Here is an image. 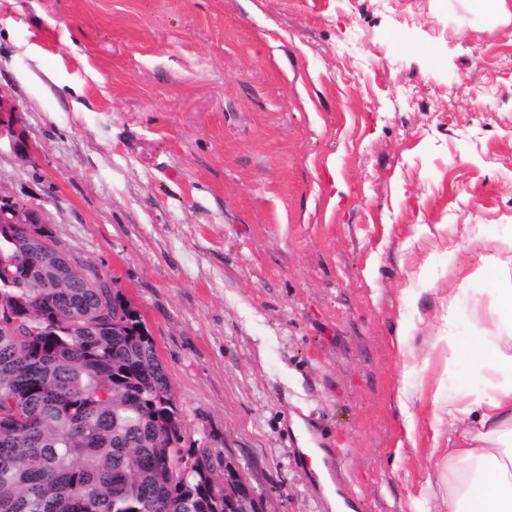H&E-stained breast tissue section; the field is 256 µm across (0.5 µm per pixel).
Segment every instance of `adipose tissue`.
<instances>
[{
  "instance_id": "ef3b65f1",
  "label": "adipose tissue",
  "mask_w": 512,
  "mask_h": 512,
  "mask_svg": "<svg viewBox=\"0 0 512 512\" xmlns=\"http://www.w3.org/2000/svg\"><path fill=\"white\" fill-rule=\"evenodd\" d=\"M477 273L491 282V307L478 312L470 336L448 334L449 358L467 353L484 376L473 397L435 401L432 429H453L434 464L432 496L445 512H512V255L479 243Z\"/></svg>"
}]
</instances>
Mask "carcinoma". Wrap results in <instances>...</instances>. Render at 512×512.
Listing matches in <instances>:
<instances>
[{
    "mask_svg": "<svg viewBox=\"0 0 512 512\" xmlns=\"http://www.w3.org/2000/svg\"><path fill=\"white\" fill-rule=\"evenodd\" d=\"M53 243L0 223V512H224L141 311Z\"/></svg>",
    "mask_w": 512,
    "mask_h": 512,
    "instance_id": "1",
    "label": "carcinoma"
}]
</instances>
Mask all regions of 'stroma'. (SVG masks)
<instances>
[{
    "instance_id": "stroma-1",
    "label": "stroma",
    "mask_w": 512,
    "mask_h": 512,
    "mask_svg": "<svg viewBox=\"0 0 512 512\" xmlns=\"http://www.w3.org/2000/svg\"><path fill=\"white\" fill-rule=\"evenodd\" d=\"M0 99V194L118 278L181 447L264 512L426 497L434 399L481 389L430 345L512 242V0H0Z\"/></svg>"
}]
</instances>
